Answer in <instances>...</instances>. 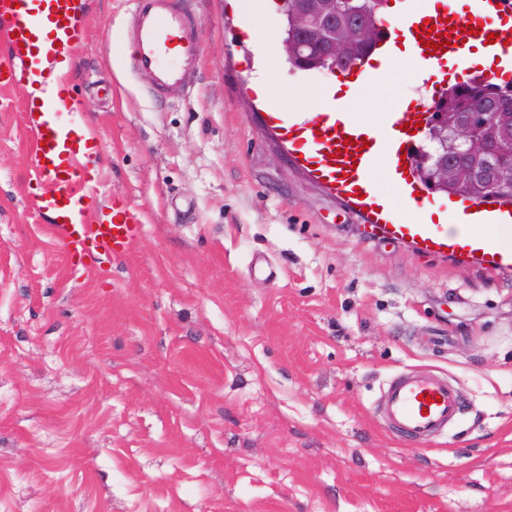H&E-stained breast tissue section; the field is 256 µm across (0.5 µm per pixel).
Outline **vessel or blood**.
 Here are the masks:
<instances>
[{
	"label": "vessel or blood",
	"mask_w": 512,
	"mask_h": 512,
	"mask_svg": "<svg viewBox=\"0 0 512 512\" xmlns=\"http://www.w3.org/2000/svg\"><path fill=\"white\" fill-rule=\"evenodd\" d=\"M76 0H0V40L7 47V67L20 74L32 89L29 109L41 118L33 129L31 150L34 174L43 185L39 210L53 214L67 251L91 258L120 256L138 238L137 214L124 202L112 204L111 221L97 219L88 207L100 191L85 174L84 152L74 138L71 125L82 115L67 93V77L57 64L67 47L79 41L74 21ZM131 33L137 44L134 66L151 76L156 87L166 90L185 86L200 53L190 36L192 20L175 0H134ZM445 34L448 44L440 49L423 46L415 30L424 22ZM476 32L467 36L465 26ZM407 46L418 73L428 83L438 80L436 64L462 65L471 48L482 47L500 61L512 63V0H472L469 11L446 4L407 8L384 31L376 50L382 73H396L398 50ZM379 73V74H382ZM379 74L365 75L349 101L329 99L323 111L268 112L264 121L288 145V152L316 181L330 186L384 237L397 242L416 241L426 254L449 255L494 271H512V208L505 200L496 207H475L471 198L458 195L444 210L457 220L456 229L444 224L410 223L394 211L381 191L377 171L421 211L428 197L413 167L403 166L402 157H413L412 128L427 121L433 102L419 97L413 104L394 105L385 116L382 131L371 130L353 110L365 84ZM460 409L459 393L447 380L403 372L391 379L384 395V419L407 440L420 443L444 432Z\"/></svg>",
	"instance_id": "vessel-or-blood-1"
}]
</instances>
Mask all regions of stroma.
<instances>
[{"label": "stroma", "instance_id": "obj_1", "mask_svg": "<svg viewBox=\"0 0 512 512\" xmlns=\"http://www.w3.org/2000/svg\"><path fill=\"white\" fill-rule=\"evenodd\" d=\"M180 4L189 90L135 71L132 0H82L70 52L96 213L141 219L124 256L64 251L0 77V512H512V272L372 230L264 124L228 0ZM266 67L299 100L335 80ZM422 89L404 59L355 110L380 127ZM406 370L461 400L421 445L380 414Z\"/></svg>", "mask_w": 512, "mask_h": 512}]
</instances>
